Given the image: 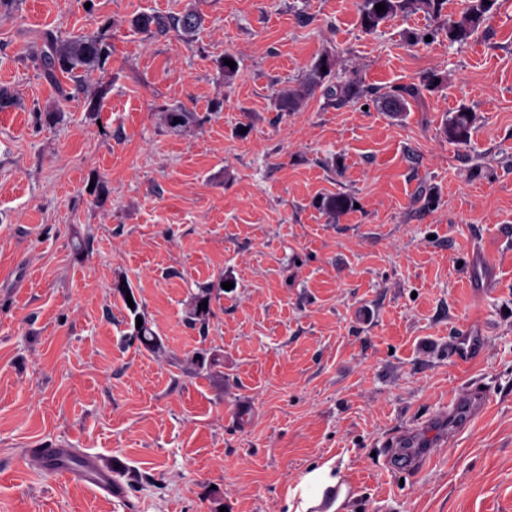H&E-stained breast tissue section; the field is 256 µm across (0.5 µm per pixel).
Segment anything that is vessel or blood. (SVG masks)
I'll return each instance as SVG.
<instances>
[{"instance_id":"b4317fda","label":"vessel or blood","mask_w":512,"mask_h":512,"mask_svg":"<svg viewBox=\"0 0 512 512\" xmlns=\"http://www.w3.org/2000/svg\"><path fill=\"white\" fill-rule=\"evenodd\" d=\"M483 353V342L473 339L471 330L467 328L454 338L448 349V356L454 361L474 360ZM484 408L483 400L474 393L459 391L449 402L447 409L438 414L444 435L463 432ZM30 456L52 471L108 496L119 497L124 492V486L116 478L112 468L96 455L80 454L76 449L59 446L31 449Z\"/></svg>"}]
</instances>
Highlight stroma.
<instances>
[{
  "label": "stroma",
  "mask_w": 512,
  "mask_h": 512,
  "mask_svg": "<svg viewBox=\"0 0 512 512\" xmlns=\"http://www.w3.org/2000/svg\"><path fill=\"white\" fill-rule=\"evenodd\" d=\"M461 3L372 31L362 0L0 6V86L20 99L0 112V512H287L327 461L354 512H512V0L452 42ZM190 7L188 41L131 24ZM46 32L111 43L90 91L44 79ZM324 52L372 95L285 111ZM429 73L440 88L382 109ZM178 106L194 119L174 128ZM462 107L459 143L443 126ZM336 196L350 208L322 207ZM478 248L497 280L482 296ZM121 280L160 350L133 339ZM466 326L485 354L456 364ZM463 387L488 391L484 412L423 469L386 468L384 443L407 425L428 441ZM54 441L122 461L124 496L36 466Z\"/></svg>",
  "instance_id": "35a3bbf8"
}]
</instances>
